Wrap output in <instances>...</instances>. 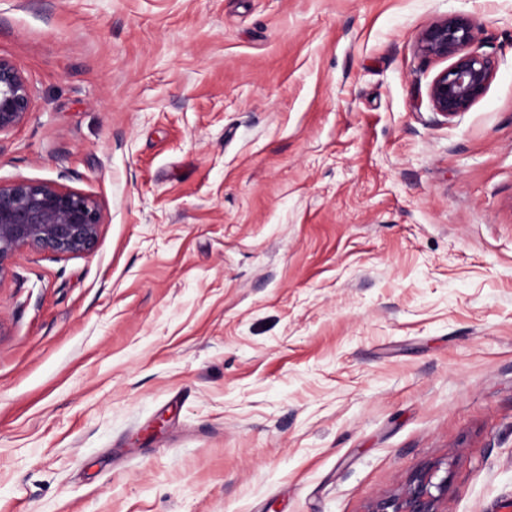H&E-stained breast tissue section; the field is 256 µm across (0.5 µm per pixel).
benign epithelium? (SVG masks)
<instances>
[{
    "label": "benign epithelium",
    "mask_w": 512,
    "mask_h": 512,
    "mask_svg": "<svg viewBox=\"0 0 512 512\" xmlns=\"http://www.w3.org/2000/svg\"><path fill=\"white\" fill-rule=\"evenodd\" d=\"M479 23L470 15H448L419 38L420 52L452 60L429 87L433 110L453 118L480 99L496 70V61L471 49ZM33 110L29 82L13 61L0 57V136L21 126ZM104 212L93 197L57 180H0V280L24 251L57 256L94 251ZM433 462L414 474L396 494L377 499L368 512H447L448 476Z\"/></svg>",
    "instance_id": "obj_1"
}]
</instances>
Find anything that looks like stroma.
Segmentation results:
<instances>
[{
  "instance_id": "35a3bbf8",
  "label": "stroma",
  "mask_w": 512,
  "mask_h": 512,
  "mask_svg": "<svg viewBox=\"0 0 512 512\" xmlns=\"http://www.w3.org/2000/svg\"><path fill=\"white\" fill-rule=\"evenodd\" d=\"M453 13L497 69L446 119ZM0 56V179L105 212L0 281V512L512 503V0H0ZM32 110L27 78L16 63L0 57V137L21 126ZM442 462H433L414 474L396 494L377 499L366 512H447L448 467L445 475L438 473Z\"/></svg>"
}]
</instances>
